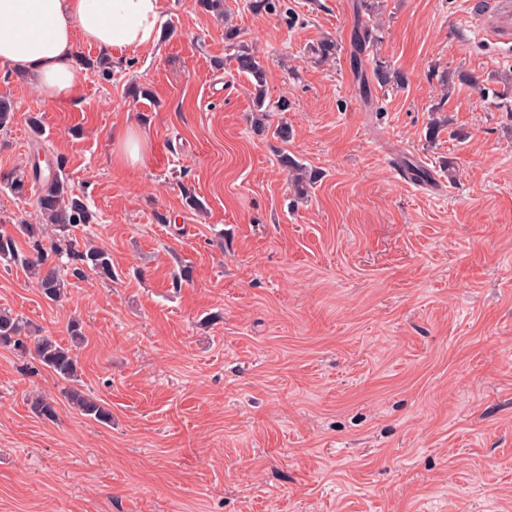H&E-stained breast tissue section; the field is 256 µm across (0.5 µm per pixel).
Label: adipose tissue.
<instances>
[{"label":"adipose tissue","mask_w":512,"mask_h":512,"mask_svg":"<svg viewBox=\"0 0 512 512\" xmlns=\"http://www.w3.org/2000/svg\"><path fill=\"white\" fill-rule=\"evenodd\" d=\"M161 0H0V63L34 79L51 102L78 98L75 44L101 54L154 44Z\"/></svg>","instance_id":"adipose-tissue-1"}]
</instances>
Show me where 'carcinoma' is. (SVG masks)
<instances>
[{"mask_svg": "<svg viewBox=\"0 0 512 512\" xmlns=\"http://www.w3.org/2000/svg\"><path fill=\"white\" fill-rule=\"evenodd\" d=\"M199 3L206 11L226 20V47L231 50L230 59L234 61L236 70L251 78L255 90L256 111L260 112L263 118L270 112L288 111L290 101L286 98L272 104L266 102L267 71L259 58L241 44L238 29L228 23L229 16L224 0H199ZM246 6L256 14L276 15L290 28L296 23L295 15L282 9L280 0H246ZM354 42L359 50L365 51L377 42V36L369 25L360 24L355 30ZM340 51V44L332 37L321 39L312 48V54L319 62L335 60ZM373 79L382 88L395 85L399 87L406 83L404 74L392 70L382 61L374 63ZM280 162L291 177L295 194L305 195L315 177L288 155H282ZM0 182L18 196L26 195L28 189L33 191L41 219L39 224L14 225L17 230L15 235L0 227L1 263H19L24 266L42 295L52 302H59L65 296L70 285L69 279L81 280L88 271L105 280L114 278L110 254L86 243L81 245L72 237L74 229L90 224L92 214L85 203L73 193L66 178L52 169L47 176L34 169L28 174H1ZM49 228L54 231V239L47 248L44 246V238ZM18 236L29 244V253L23 254L19 251L16 240ZM63 255L69 259V266L64 269L53 263V257ZM0 347L12 349L22 356L28 355L41 366L51 370L66 383L62 388L65 400L81 414L103 424L112 421V412L107 405L81 389L78 359L72 348L61 346L50 336L36 334L28 322L5 309H0ZM55 405V400L45 395L29 398L31 412L41 419L55 420Z\"/></svg>", "mask_w": 512, "mask_h": 512, "instance_id": "obj_1", "label": "carcinoma"}]
</instances>
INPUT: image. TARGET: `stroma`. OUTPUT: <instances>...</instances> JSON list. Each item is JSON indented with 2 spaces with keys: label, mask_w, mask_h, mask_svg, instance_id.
I'll return each mask as SVG.
<instances>
[{
  "label": "stroma",
  "mask_w": 512,
  "mask_h": 512,
  "mask_svg": "<svg viewBox=\"0 0 512 512\" xmlns=\"http://www.w3.org/2000/svg\"><path fill=\"white\" fill-rule=\"evenodd\" d=\"M225 2L226 21L162 0L156 44L113 55L111 77L85 68L76 106L0 64L16 105L0 172L49 147L94 215L77 238L115 273L54 303L0 265V308L65 346L82 323L83 388L112 412L84 416L0 347V512H512V108L494 96L512 52L465 0H384L367 55L407 82L366 101L350 66L362 0H287L292 28ZM228 21L268 100L291 103L261 131ZM326 35L342 51L319 63ZM456 70L478 86L444 91ZM434 109L448 124L432 143ZM129 127L147 149L121 167ZM284 154L320 172L308 198ZM35 394L56 421L31 413Z\"/></svg>",
  "instance_id": "stroma-1"
}]
</instances>
